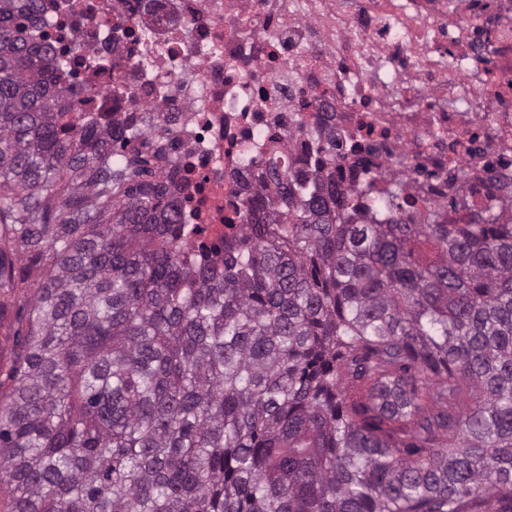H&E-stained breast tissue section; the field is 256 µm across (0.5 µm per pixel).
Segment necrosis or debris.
<instances>
[{
    "instance_id": "obj_1",
    "label": "necrosis or debris",
    "mask_w": 512,
    "mask_h": 512,
    "mask_svg": "<svg viewBox=\"0 0 512 512\" xmlns=\"http://www.w3.org/2000/svg\"><path fill=\"white\" fill-rule=\"evenodd\" d=\"M64 124L152 113L174 194L223 243L272 167L360 189L375 221L512 214V0H44ZM268 189V187H267ZM279 205L275 191L264 197Z\"/></svg>"
}]
</instances>
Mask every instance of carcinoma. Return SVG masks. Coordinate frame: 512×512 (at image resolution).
Instances as JSON below:
<instances>
[{
	"instance_id": "cac0c4a2",
	"label": "carcinoma",
	"mask_w": 512,
	"mask_h": 512,
	"mask_svg": "<svg viewBox=\"0 0 512 512\" xmlns=\"http://www.w3.org/2000/svg\"><path fill=\"white\" fill-rule=\"evenodd\" d=\"M42 21L0 0V288L43 269L13 512H512V221L370 223L275 171L283 208L190 258L138 131L60 124Z\"/></svg>"
}]
</instances>
